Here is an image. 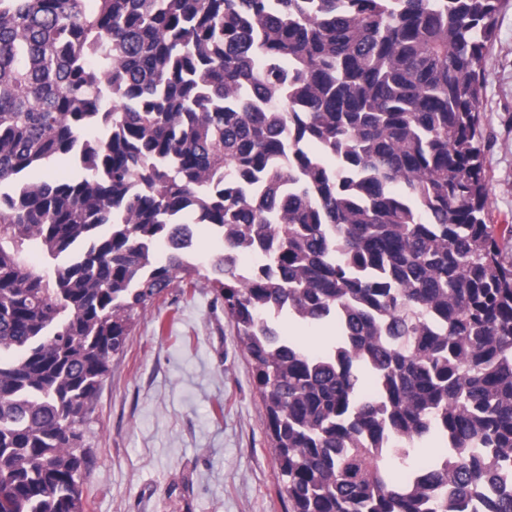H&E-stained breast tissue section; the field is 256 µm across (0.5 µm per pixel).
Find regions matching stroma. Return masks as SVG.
<instances>
[{"label":"stroma","instance_id":"obj_1","mask_svg":"<svg viewBox=\"0 0 512 512\" xmlns=\"http://www.w3.org/2000/svg\"><path fill=\"white\" fill-rule=\"evenodd\" d=\"M487 223L512 225V2L482 61ZM85 512H285L252 366L223 300L169 289L136 318L83 425Z\"/></svg>","mask_w":512,"mask_h":512}]
</instances>
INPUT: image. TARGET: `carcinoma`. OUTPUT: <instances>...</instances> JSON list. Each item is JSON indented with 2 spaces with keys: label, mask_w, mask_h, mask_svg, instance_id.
<instances>
[{
  "label": "carcinoma",
  "mask_w": 512,
  "mask_h": 512,
  "mask_svg": "<svg viewBox=\"0 0 512 512\" xmlns=\"http://www.w3.org/2000/svg\"><path fill=\"white\" fill-rule=\"evenodd\" d=\"M505 2L0 0V512H84L89 407L174 286L224 300L288 512H512V227L478 133ZM188 224L224 255L158 252ZM424 442L448 455L391 480ZM194 255L197 262L210 264L224 253L223 239L206 224H195ZM280 332L282 336H291L312 351L328 348L336 336L334 328L313 327L288 319L281 322Z\"/></svg>",
  "instance_id": "obj_1"
}]
</instances>
